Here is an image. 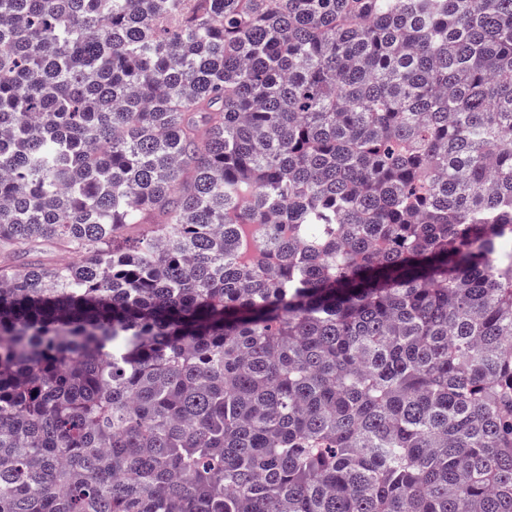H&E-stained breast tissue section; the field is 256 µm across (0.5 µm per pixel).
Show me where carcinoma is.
<instances>
[{"mask_svg":"<svg viewBox=\"0 0 512 512\" xmlns=\"http://www.w3.org/2000/svg\"><path fill=\"white\" fill-rule=\"evenodd\" d=\"M509 136L512 0H0V512H512Z\"/></svg>","mask_w":512,"mask_h":512,"instance_id":"1","label":"carcinoma"}]
</instances>
